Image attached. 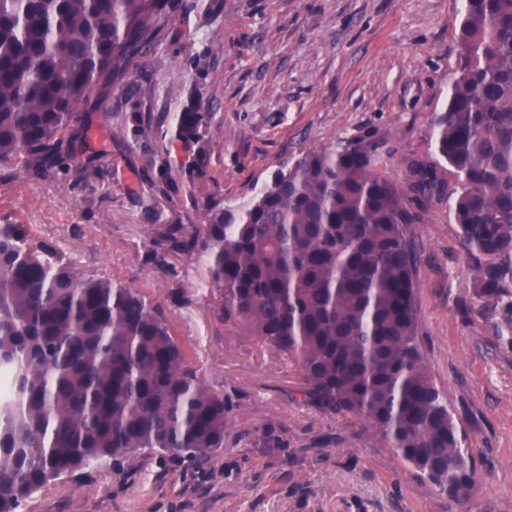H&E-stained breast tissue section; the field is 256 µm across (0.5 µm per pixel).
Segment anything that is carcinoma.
Segmentation results:
<instances>
[{
	"label": "carcinoma",
	"instance_id": "cac0c4a2",
	"mask_svg": "<svg viewBox=\"0 0 512 512\" xmlns=\"http://www.w3.org/2000/svg\"><path fill=\"white\" fill-rule=\"evenodd\" d=\"M173 0H0V167L49 176L91 128L80 111L150 46ZM461 65L434 120L457 187L423 159L357 139L306 149L250 198L170 224L174 252L224 285L215 308L300 367L295 400L353 414L449 499L476 484L462 427L421 354L411 225L448 200L479 296L512 283V0H464ZM204 116L175 136L197 142ZM0 512L61 475L158 452L202 465L224 448L231 397L208 388L160 304L81 274L22 224L0 225Z\"/></svg>",
	"mask_w": 512,
	"mask_h": 512
}]
</instances>
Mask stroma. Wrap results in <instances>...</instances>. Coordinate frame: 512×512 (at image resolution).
Returning <instances> with one entry per match:
<instances>
[{
  "mask_svg": "<svg viewBox=\"0 0 512 512\" xmlns=\"http://www.w3.org/2000/svg\"><path fill=\"white\" fill-rule=\"evenodd\" d=\"M121 90H97L96 128L68 167L0 171V224H21L73 266L163 302L205 385L230 392L224 448L193 466L143 452L100 460L21 500L16 512H512V348L479 298L447 204L413 225L421 351L465 431L478 474L462 504L421 481L372 426L295 401L294 363L213 309L203 263L144 255L206 202L249 198L301 150L361 137L437 167L432 120L459 67L463 0H183ZM207 114L210 144L167 139ZM279 440L263 447L265 433Z\"/></svg>",
  "mask_w": 512,
  "mask_h": 512,
  "instance_id": "obj_1",
  "label": "stroma"
}]
</instances>
